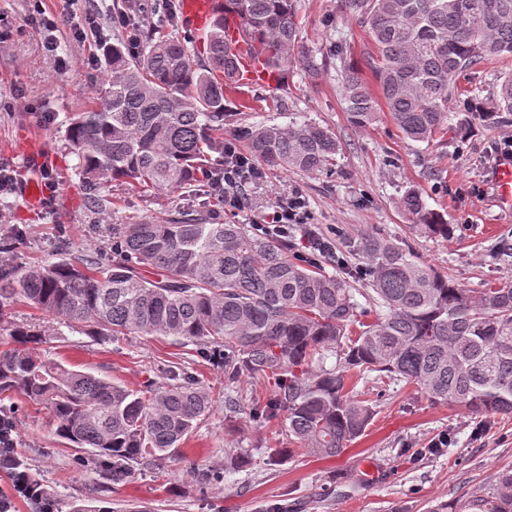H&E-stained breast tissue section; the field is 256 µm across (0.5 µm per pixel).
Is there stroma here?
<instances>
[{"label": "stroma", "instance_id": "35a3bbf8", "mask_svg": "<svg viewBox=\"0 0 512 512\" xmlns=\"http://www.w3.org/2000/svg\"><path fill=\"white\" fill-rule=\"evenodd\" d=\"M301 37L315 48L321 67L307 74L291 68L273 86H241L225 101L224 132L239 133L258 124L288 126L313 122L336 135L341 150L331 173L270 169L263 181L249 184L244 209L228 212L213 206L216 221L251 224L277 196L299 192L305 198L313 230L330 240L349 264H362L345 252L346 240L366 232L408 248L417 261L432 266L464 288L494 282L512 285V208L495 201L494 164L512 137V112L501 113L495 127L476 128L465 141L445 137L428 143L406 139L389 120L367 128L351 125L343 109L345 64H354L370 92L378 86L368 65L373 47L366 27L344 8V0H301ZM29 0H0V23L12 31L0 42V100L11 108L0 112V160L9 163L18 183L31 176L25 148L40 145L58 182L57 193L40 208L28 207L18 188L0 192V212L15 228L10 261L16 266L55 263L64 256L101 254L112 257V227L141 219L164 220L171 211L202 198L193 191H146L102 180L110 210L93 213L80 179L79 160L66 137L73 113L85 110L107 77L105 46L125 37L117 18L138 21L139 33L169 34L168 25L146 16L142 0H97L99 40L75 38L69 27L56 37L57 53L42 46L43 34L28 19ZM68 66L59 69L58 58ZM512 74V55L460 72L448 100L452 118L468 102L491 98L496 84ZM417 188L428 207L450 224L448 237L417 230L400 200ZM70 243L68 253L55 249L57 239ZM35 326L52 334L40 348L46 360L107 377L139 390L162 372L192 374L215 395L211 413L198 424L179 456L160 470L144 468L119 484L102 487L97 474L81 466L88 449L58 437L46 408L17 394H0L17 432L16 453L22 464L48 485L56 512L73 505L107 502L112 512H428L494 485L500 470L512 467V418L479 422L477 416L451 404L430 401L415 385L379 388L362 385L375 415L365 433L340 456L295 457L268 464L263 451L288 447L281 419L258 420L250 414L254 395L270 396L263 380L236 383L237 406L224 403V370L211 350L180 346L161 336L134 334L112 342L68 327L60 317L21 300L0 318V351L8 347L12 324ZM449 434V451L428 453L432 440ZM241 447L249 464L207 484L202 472L224 466V451Z\"/></svg>", "mask_w": 512, "mask_h": 512}]
</instances>
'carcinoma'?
<instances>
[{
  "instance_id": "obj_1",
  "label": "carcinoma",
  "mask_w": 512,
  "mask_h": 512,
  "mask_svg": "<svg viewBox=\"0 0 512 512\" xmlns=\"http://www.w3.org/2000/svg\"><path fill=\"white\" fill-rule=\"evenodd\" d=\"M226 2L264 69L317 70L300 36V0ZM346 8L368 27V65L382 94L373 98L345 68L351 123L368 127L386 114L414 142L470 134L472 121L451 123L448 97L462 70L512 55V0H346ZM205 41L206 64L192 61L188 36L148 35L136 53L124 42L112 46L99 102L74 113L68 129L93 211L110 205L98 194L104 178L146 190L223 189L224 92L240 84L243 68L224 18L213 20ZM501 112H512V74L473 115L490 127ZM242 134L252 158L286 171L326 170L340 147L332 132L306 122ZM401 208L425 232L448 237L449 225L418 189L405 192ZM208 209L203 202L161 222L116 225L110 263L83 255L19 268L0 260V318L25 299L101 340L145 333L222 352L226 386L245 377L273 385L270 398L253 402L256 417L283 416L293 444L264 449L274 465L336 457L361 437L375 413L356 390L368 378L414 384L429 400L475 415L512 417L511 285L461 288L369 233L349 245L366 265L329 273L289 259V244L214 221ZM148 269L159 277H146ZM9 337L0 394L49 409L60 438L95 450L91 467L105 484L178 455L213 407L209 387L192 376L177 382L164 373L135 391L45 362L36 350L46 334L28 325L11 326ZM247 457L226 453L224 471L207 479L223 480ZM430 512H512V469L489 491Z\"/></svg>"
}]
</instances>
